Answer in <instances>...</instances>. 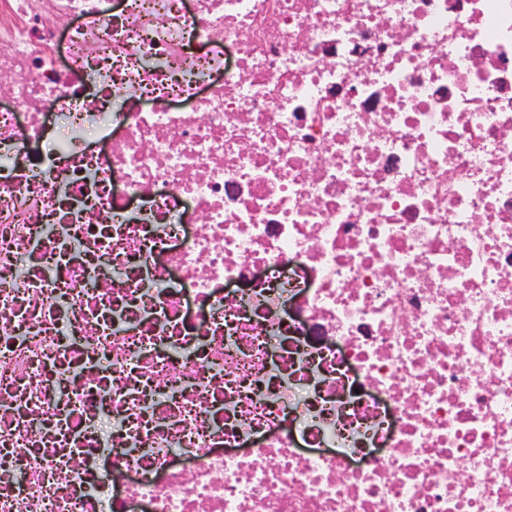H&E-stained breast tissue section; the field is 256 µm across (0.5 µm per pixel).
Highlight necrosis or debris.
I'll return each instance as SVG.
<instances>
[{"instance_id": "obj_1", "label": "necrosis or debris", "mask_w": 512, "mask_h": 512, "mask_svg": "<svg viewBox=\"0 0 512 512\" xmlns=\"http://www.w3.org/2000/svg\"><path fill=\"white\" fill-rule=\"evenodd\" d=\"M0 512H512V0H0Z\"/></svg>"}]
</instances>
